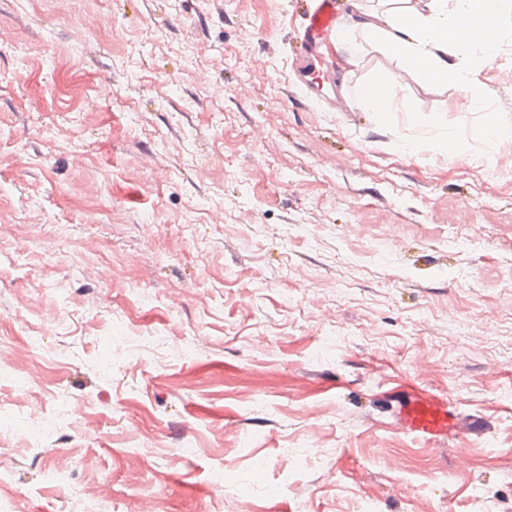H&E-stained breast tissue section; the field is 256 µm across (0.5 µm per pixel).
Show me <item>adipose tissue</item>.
<instances>
[{
  "label": "adipose tissue",
  "instance_id": "adipose-tissue-1",
  "mask_svg": "<svg viewBox=\"0 0 512 512\" xmlns=\"http://www.w3.org/2000/svg\"><path fill=\"white\" fill-rule=\"evenodd\" d=\"M505 0H402L382 12H359L352 23L336 28L337 40L361 35L365 42L385 48L397 61L395 72L369 81L358 90L366 111L381 115L405 110L395 89L402 75L420 77L430 87L454 84L468 100H477L480 88L467 58L492 59L496 43L461 39L460 31L477 19L500 18Z\"/></svg>",
  "mask_w": 512,
  "mask_h": 512
}]
</instances>
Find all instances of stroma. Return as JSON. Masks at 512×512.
I'll return each instance as SVG.
<instances>
[{"instance_id": "1", "label": "stroma", "mask_w": 512, "mask_h": 512, "mask_svg": "<svg viewBox=\"0 0 512 512\" xmlns=\"http://www.w3.org/2000/svg\"><path fill=\"white\" fill-rule=\"evenodd\" d=\"M301 13L0 0V421L50 423L0 439L11 512H512V0L479 101L381 118L395 59L328 42L320 106ZM429 395L469 434L400 431ZM512 125L500 119H491L485 130V143L489 153L496 151L497 145L504 139H511Z\"/></svg>"}]
</instances>
